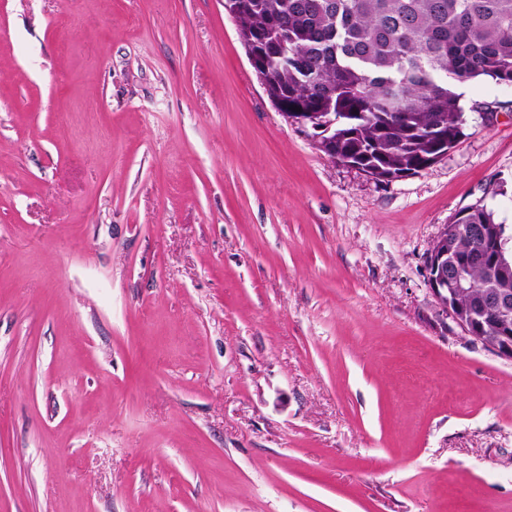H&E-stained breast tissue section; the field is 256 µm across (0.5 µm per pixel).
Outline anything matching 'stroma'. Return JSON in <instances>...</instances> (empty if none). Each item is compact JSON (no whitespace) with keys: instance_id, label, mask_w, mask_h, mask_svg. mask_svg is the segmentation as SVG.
<instances>
[{"instance_id":"1","label":"stroma","mask_w":512,"mask_h":512,"mask_svg":"<svg viewBox=\"0 0 512 512\" xmlns=\"http://www.w3.org/2000/svg\"><path fill=\"white\" fill-rule=\"evenodd\" d=\"M380 182L267 98L224 0H0V512H512V360L426 252L512 236V86Z\"/></svg>"}]
</instances>
